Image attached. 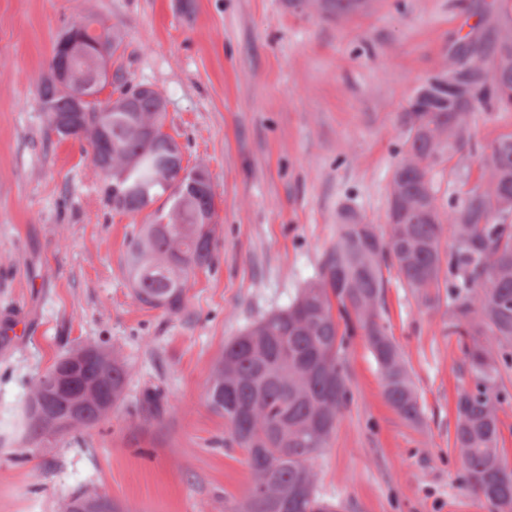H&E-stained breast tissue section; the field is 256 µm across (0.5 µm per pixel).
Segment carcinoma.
Wrapping results in <instances>:
<instances>
[{
	"instance_id": "cac0c4a2",
	"label": "carcinoma",
	"mask_w": 512,
	"mask_h": 512,
	"mask_svg": "<svg viewBox=\"0 0 512 512\" xmlns=\"http://www.w3.org/2000/svg\"><path fill=\"white\" fill-rule=\"evenodd\" d=\"M374 0H287L294 12L333 22L368 12ZM488 40L473 31L448 48V66L419 90L421 107L404 113L405 137L392 171L386 224H338L336 243L324 254L319 275L288 307L245 327L224 343L206 393L208 407L224 417L230 440L251 471L244 499L230 512H336L316 487L313 459L324 448L352 400L340 353L362 331L379 368L383 395L410 424L423 409L403 355L382 322L387 279L396 270L418 307L439 308L448 295V333L466 344L472 386L457 391L453 447L468 488L496 512H512V463L499 448V411L508 393L501 369L512 368V133L481 147L476 181L460 190L461 202L438 203L434 170L464 151L476 150L469 133L478 108L512 112V0H491ZM90 54L74 53L58 35L40 98L51 130L69 119L67 136L89 141L91 162L103 173L112 208L137 214L154 206L128 242L125 265L136 302L171 314L182 311L198 272L210 268L217 225L214 192L204 185L180 205L190 177L171 162L180 153L164 134L166 107L151 86L120 72L95 76L121 49L123 36L98 19L81 21ZM119 93L101 100L107 85ZM90 96L76 110L75 94ZM157 126L145 134L144 123ZM452 243L442 249L444 235ZM84 373L112 381V399L125 391L127 371L107 351L85 363ZM105 413L95 405L76 431ZM102 501L101 512H122L106 495L75 493L59 512L81 500Z\"/></svg>"
}]
</instances>
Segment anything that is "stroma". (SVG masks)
Returning <instances> with one entry per match:
<instances>
[{
    "instance_id": "35a3bbf8",
    "label": "stroma",
    "mask_w": 512,
    "mask_h": 512,
    "mask_svg": "<svg viewBox=\"0 0 512 512\" xmlns=\"http://www.w3.org/2000/svg\"><path fill=\"white\" fill-rule=\"evenodd\" d=\"M480 2L377 0L326 23L285 0H0V512H56L86 491L132 512H229L244 497L246 456L206 403L224 342L315 278L343 209L384 223L401 115L450 43L488 25ZM85 17L120 29L111 68L162 94L184 164L212 179L213 267L175 315L133 299L123 255L143 217L113 209L88 141L51 132L40 106L56 36ZM478 161L436 168L440 205ZM388 279L381 316L422 421L386 402L365 336H351L352 400L313 462L317 489L338 512H494L453 446L464 346ZM90 343L123 358L122 399L93 426L31 439L36 380ZM154 391L157 410L143 402Z\"/></svg>"
}]
</instances>
